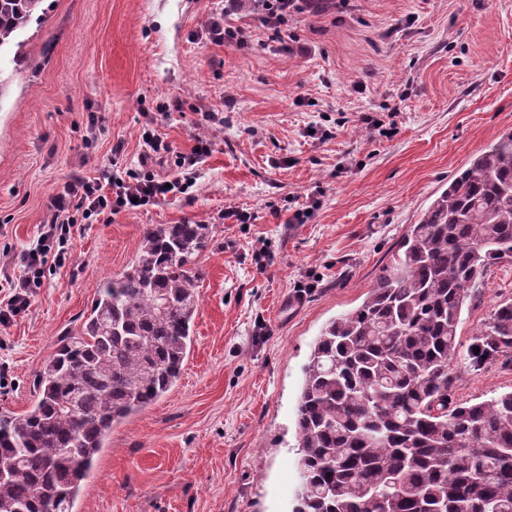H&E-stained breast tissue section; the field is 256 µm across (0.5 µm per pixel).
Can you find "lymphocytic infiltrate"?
I'll return each instance as SVG.
<instances>
[{
    "label": "lymphocytic infiltrate",
    "mask_w": 512,
    "mask_h": 512,
    "mask_svg": "<svg viewBox=\"0 0 512 512\" xmlns=\"http://www.w3.org/2000/svg\"><path fill=\"white\" fill-rule=\"evenodd\" d=\"M207 152V142L201 139L190 153L177 155L176 165L181 173L168 181L132 168L96 177L72 176L51 196L46 220L36 240L20 257L23 275L6 281L7 291L0 299V322L8 323L28 311L47 273L70 261L77 224L94 216L108 221L113 215L186 193L195 183L188 175L189 170L194 169Z\"/></svg>",
    "instance_id": "lymphocytic-infiltrate-1"
}]
</instances>
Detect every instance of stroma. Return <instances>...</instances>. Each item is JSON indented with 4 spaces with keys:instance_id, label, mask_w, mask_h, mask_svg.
<instances>
[{
    "instance_id": "obj_1",
    "label": "stroma",
    "mask_w": 512,
    "mask_h": 512,
    "mask_svg": "<svg viewBox=\"0 0 512 512\" xmlns=\"http://www.w3.org/2000/svg\"><path fill=\"white\" fill-rule=\"evenodd\" d=\"M43 7L21 35L36 65L0 55L1 269L21 275L18 255L74 172L142 163L175 175L171 154L143 159L144 130L181 153L203 137L210 152L187 193L75 234L71 263L0 324L12 375L0 412L28 409L59 338L151 225H212L180 378L113 427L75 512H292L295 412L321 330L363 302L470 157L512 130V0H350L299 14L276 40L250 0ZM218 12L247 32L244 47L204 38ZM228 207L249 212L247 225L224 220ZM510 299L512 263L500 262L462 311L460 349ZM511 391L501 361L453 365L452 402Z\"/></svg>"
}]
</instances>
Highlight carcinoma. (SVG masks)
I'll list each match as a JSON object with an SVG mask.
<instances>
[{"instance_id": "1", "label": "carcinoma", "mask_w": 512, "mask_h": 512, "mask_svg": "<svg viewBox=\"0 0 512 512\" xmlns=\"http://www.w3.org/2000/svg\"><path fill=\"white\" fill-rule=\"evenodd\" d=\"M43 0H0V53ZM208 224L149 228L129 268L59 341L21 413L0 412V512H73L112 427L179 378L200 306ZM512 259V131L474 155L408 226L355 310L317 338L297 407L303 481L293 512H512V392L448 399L462 309ZM512 364V300L467 349Z\"/></svg>"}]
</instances>
